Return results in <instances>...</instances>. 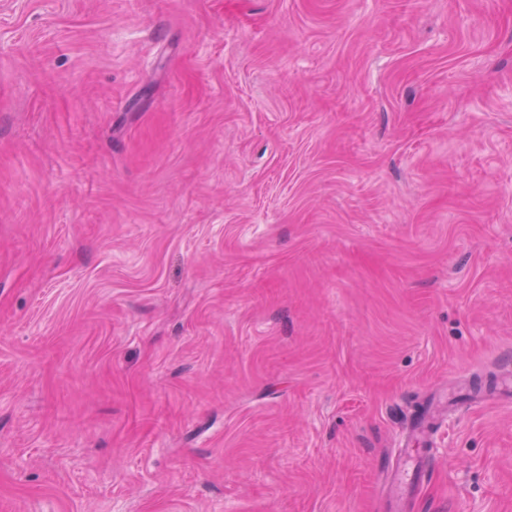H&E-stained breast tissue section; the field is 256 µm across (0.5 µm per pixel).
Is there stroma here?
I'll list each match as a JSON object with an SVG mask.
<instances>
[{
  "label": "stroma",
  "instance_id": "35a3bbf8",
  "mask_svg": "<svg viewBox=\"0 0 512 512\" xmlns=\"http://www.w3.org/2000/svg\"><path fill=\"white\" fill-rule=\"evenodd\" d=\"M509 370L512 0H0V512H381ZM424 414V413H423ZM429 421L418 418L412 423V443L416 447L405 448L396 458L388 477V496L384 512H406L415 492L427 480L432 457L426 454Z\"/></svg>",
  "mask_w": 512,
  "mask_h": 512
}]
</instances>
